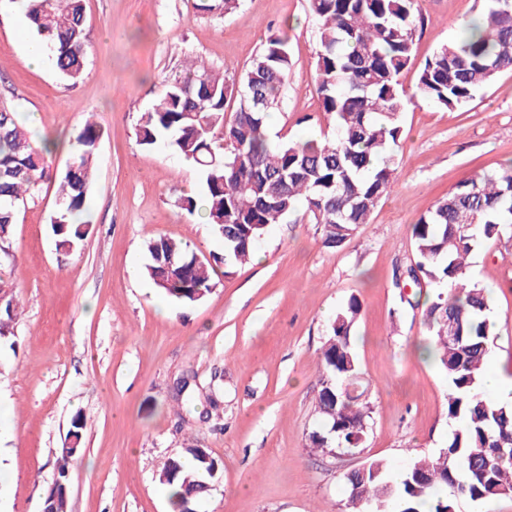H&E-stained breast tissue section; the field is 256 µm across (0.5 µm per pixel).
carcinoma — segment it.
Masks as SVG:
<instances>
[{"label": "carcinoma", "mask_w": 512, "mask_h": 512, "mask_svg": "<svg viewBox=\"0 0 512 512\" xmlns=\"http://www.w3.org/2000/svg\"><path fill=\"white\" fill-rule=\"evenodd\" d=\"M195 15H228L241 0H191ZM319 24L314 53L317 94L334 133L271 144L267 118L278 107L292 60L288 38L271 36L236 77L216 76L203 62L172 72L159 102L144 113L140 145L165 143L201 177L202 203L181 202L224 243V258H199L188 245L165 237L149 241L146 273L174 302L193 305L214 288V264L224 274L249 259L270 224L298 209L317 226L322 241L338 247L369 218L392 187L394 148L405 102L440 108L468 105L494 76L512 71V0H489L484 14L439 48L418 72L412 91L400 78L413 64L419 0H308ZM29 27L49 48L56 71L77 80L84 67V0H29ZM231 116H226V113ZM102 130L88 122L76 137L74 156L59 183V210L51 229L56 247L78 249L89 224L78 221L88 204L92 159ZM48 146H36L16 113L0 109V247L8 243L18 211L34 198L48 172ZM512 224V163L460 182L412 225L417 256L408 278L433 289L425 310V346L448 381L447 446L432 460L413 462L399 480L379 460L345 473L348 512H455L472 501L512 495V404L490 402L480 389L482 368L496 325L486 289L468 277L466 257L482 238ZM361 304L352 296L336 314L321 350L318 413L323 425L310 446L333 452L360 448L370 406L362 394L344 392L359 382L351 332ZM12 301L0 309V339L11 334ZM84 423L71 422L62 464L45 501L46 512H67V463L82 452ZM193 460L186 467L185 458ZM219 465L204 448L189 445L168 460L160 481L179 512L195 505L217 479Z\"/></svg>", "instance_id": "obj_1"}]
</instances>
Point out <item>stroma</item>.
<instances>
[{
    "label": "stroma",
    "mask_w": 512,
    "mask_h": 512,
    "mask_svg": "<svg viewBox=\"0 0 512 512\" xmlns=\"http://www.w3.org/2000/svg\"><path fill=\"white\" fill-rule=\"evenodd\" d=\"M0 0V108L30 114L34 143L58 142L49 175L13 226L0 280L15 297L13 333L0 341V411L16 425L0 439L11 485L0 512H43L71 420L84 450L69 469L68 512H168L158 476L187 445L222 467L197 512H345L344 472L371 460L390 473L438 454L453 428L448 385L418 346L424 305L402 303L395 279L416 260L412 226L462 180L512 161V72L498 73L461 109L418 102L402 115L395 180L369 223L324 246L303 214L267 227L256 258L217 274L194 305L168 304L145 273V243L163 236L223 252L181 198L200 197L195 169L169 148L138 144L136 129L172 69L204 59L241 74L271 35L287 34L293 66L270 123L272 140L322 135L330 118L316 93L318 24L307 0H243L229 16H192L186 0H86L80 79L52 59L33 67L34 37ZM418 64L453 40L487 0H422ZM103 130L89 197L90 232L71 253L51 231L70 144L86 121ZM469 275L490 289L496 334L486 358L512 379V235L481 240ZM361 313L352 343L371 419L361 452L334 457L309 446L319 425L321 349L350 297ZM188 380L178 393L176 384ZM219 409H212V399Z\"/></svg>",
    "instance_id": "obj_1"
}]
</instances>
